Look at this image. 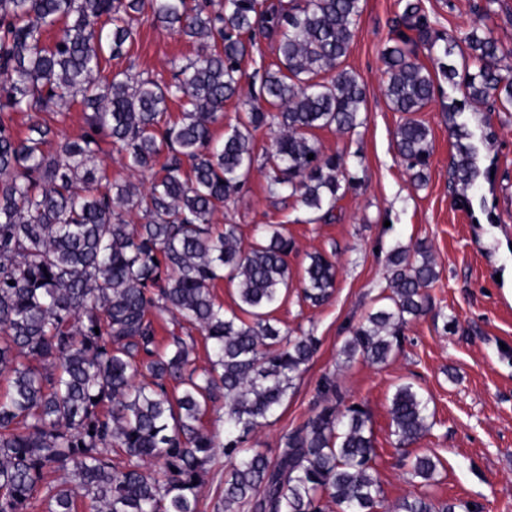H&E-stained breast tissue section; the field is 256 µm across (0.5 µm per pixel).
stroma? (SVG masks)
I'll return each instance as SVG.
<instances>
[{"label": "stroma", "instance_id": "obj_1", "mask_svg": "<svg viewBox=\"0 0 512 512\" xmlns=\"http://www.w3.org/2000/svg\"><path fill=\"white\" fill-rule=\"evenodd\" d=\"M400 0H365L355 36L344 61L366 89L365 122L354 133L318 132L327 154L345 155L360 179L359 189L341 201L334 219L313 223L292 198L271 199L266 192L265 156L272 149L269 130L255 132L256 162L235 202L218 214L221 224L240 225L244 243L263 224L283 225L295 242L288 257L301 277L309 254H334L336 291L330 302H304L299 286L284 292L273 312L291 335L312 334L318 349L297 388L271 418L250 435L247 445L276 457L283 436L318 408L324 374L336 377L346 403H360L371 416L378 477L386 512L403 497L429 490L456 512H512V111L500 105L466 108L474 133L492 128L495 140L480 151L481 165L492 172L482 183V203L464 207L449 186L455 140L441 100H463L464 89L440 81L435 102L419 112L432 133L428 184L419 188L397 154L394 132L401 113L384 96L380 51L401 11ZM433 29L442 37H462L484 19L504 48L512 50V0H422ZM242 63L243 96L226 102L224 121L213 128L222 137L242 109L243 98L259 95L261 76L275 63L268 39ZM199 45L150 23H143L110 71L143 73L165 84L172 64L195 57ZM425 244L436 263L438 281L429 288V310L404 329L401 347L386 363L345 360L341 349L350 327L380 304L387 285V256L397 246ZM456 329H448V322ZM410 383L429 398V430L409 449L395 450L389 405L399 385ZM428 455L438 465L431 482L409 475L410 457Z\"/></svg>", "mask_w": 512, "mask_h": 512}]
</instances>
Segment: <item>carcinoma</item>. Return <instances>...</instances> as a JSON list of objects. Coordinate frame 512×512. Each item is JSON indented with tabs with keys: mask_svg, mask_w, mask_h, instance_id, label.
Here are the masks:
<instances>
[{
	"mask_svg": "<svg viewBox=\"0 0 512 512\" xmlns=\"http://www.w3.org/2000/svg\"><path fill=\"white\" fill-rule=\"evenodd\" d=\"M395 35L381 51L385 97L404 114L394 133L398 156L417 185L426 181L432 134L415 118L435 97L437 80L466 100L512 107V71L492 32L474 26L464 46L433 30L420 0H401ZM364 0H0V512H25L45 476L47 512H198V493L222 453V512H375L382 506L370 416L344 404L336 378L322 377L324 404L283 436L275 459L245 447L295 388L318 339L290 338L271 316L291 279L294 242L281 224L256 227L249 248L238 224H214L245 187L254 163V132L279 131L266 156V190L294 198L314 221H330L359 180L346 158L326 155L312 137L345 134L364 123L366 91L343 66ZM200 51L173 63L164 86L127 72L105 74L103 61L134 42L142 19ZM276 44L275 69L262 76V95L214 140L224 103L240 95L242 62L256 34ZM444 44H439V41ZM431 66L419 62L418 47ZM463 70H458L455 55ZM184 101L172 120L168 103ZM81 107L85 129L50 152L54 134L34 119L15 135L12 112L55 113ZM456 139L451 174L478 191L485 172L464 109L443 104ZM133 172L160 173L146 189L126 182L101 187L99 141ZM313 159H308V155ZM142 214V223L127 216ZM411 259L388 254V303L349 329L342 354L371 365L400 348L405 325L427 307L438 279L421 245ZM301 288L314 306L336 288L333 256H308ZM236 286L239 311L216 301L219 281ZM173 329L159 346L157 327ZM199 330L209 364L192 354ZM99 331H94V328ZM224 425L215 441L204 420ZM390 415L396 447L428 431V400L399 386ZM432 457L414 458L411 475L428 480ZM393 512H455L427 492L405 497Z\"/></svg>",
	"mask_w": 512,
	"mask_h": 512,
	"instance_id": "cac0c4a2",
	"label": "carcinoma"
}]
</instances>
